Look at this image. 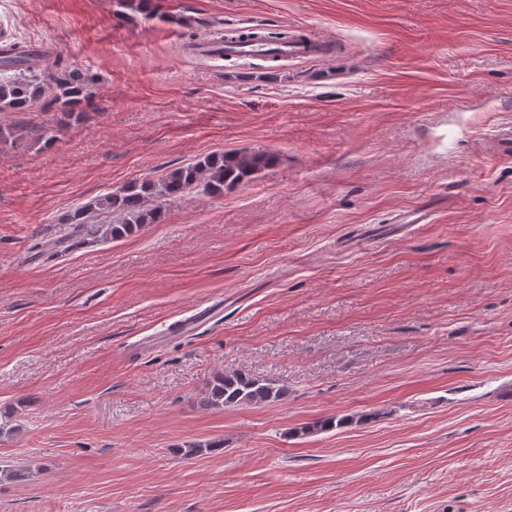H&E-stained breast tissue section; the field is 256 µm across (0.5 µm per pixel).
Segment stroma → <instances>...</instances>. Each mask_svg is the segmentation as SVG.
Here are the masks:
<instances>
[{
    "mask_svg": "<svg viewBox=\"0 0 512 512\" xmlns=\"http://www.w3.org/2000/svg\"><path fill=\"white\" fill-rule=\"evenodd\" d=\"M149 4L0 0L47 71L94 78L51 146L54 102L0 112V464L35 471L0 512H512V0ZM243 22L331 52H189ZM224 151L277 162L34 257L65 213ZM236 369L287 396L203 406ZM352 423V419L348 416H331L321 419L319 421H315L313 423L304 425L296 430V435L298 436H308L314 435L321 432L331 431L337 428H342L348 426Z\"/></svg>",
    "mask_w": 512,
    "mask_h": 512,
    "instance_id": "1",
    "label": "stroma"
}]
</instances>
